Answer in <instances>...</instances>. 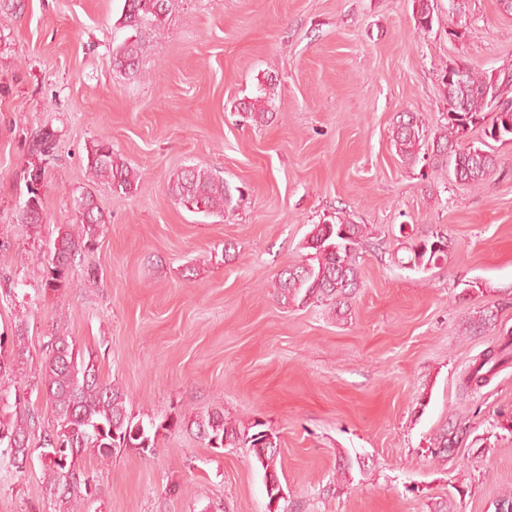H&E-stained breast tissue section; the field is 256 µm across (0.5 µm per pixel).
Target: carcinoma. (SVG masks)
Instances as JSON below:
<instances>
[{
    "mask_svg": "<svg viewBox=\"0 0 512 512\" xmlns=\"http://www.w3.org/2000/svg\"><path fill=\"white\" fill-rule=\"evenodd\" d=\"M174 0H124L119 28L129 31L112 50V67L129 78L140 76L143 45L140 33L161 25L172 10ZM417 28L432 29L436 0H413ZM447 104L444 123L429 134L416 112L400 115L392 127L391 141L403 162L416 165L422 150L429 151L437 163L448 167L456 181L472 188L482 187L499 167V156L489 140L488 131L497 126L496 108L511 109L512 74L500 78L476 71L466 65L461 73L446 80L440 75ZM480 129L483 140L476 146L467 141L468 134ZM34 150L49 157L53 153V134L40 132L33 139ZM88 176L105 182L124 194L137 190L141 173L121 160L105 142L87 148ZM170 194L182 205L197 212L222 214L231 202V190L224 179L211 170L192 166L180 170L169 186ZM78 221L59 231L49 255V277L46 285L63 288L77 260L97 248L100 234L109 216L94 196L86 192L76 200ZM44 220L42 201L36 206H24L18 221L38 227ZM370 229L354 224L338 213L332 220L313 225L304 244L307 254L299 263L290 265L276 275L273 288L285 304L320 303L328 313L339 318L347 314L350 303L361 288L358 265L359 249L367 241ZM437 236L416 238L409 248L408 262L421 268L437 265L448 258V252L435 247ZM494 319L493 311L484 308L469 322V332L484 331ZM25 326L18 321L14 331L0 333V384L13 381V372L25 349ZM508 345L488 349L472 361L463 379L466 390L475 391L494 375L500 356ZM97 356L83 349L66 336H52L46 344L45 358L33 368L36 386L48 398L52 408V423L40 434L39 449L51 452L55 458L41 462L45 488L55 512H83L88 501L100 495L93 476L82 465L91 453L102 461L109 459L118 448H134L142 455L153 454L160 432L184 429L210 448L244 446L264 472L269 502L283 498V486L278 472V442L262 446L265 423L253 420L241 425L224 416L218 409L191 415L175 411L162 421H134L126 405V394L116 384L99 376ZM25 403L21 393L14 395L0 387V462L17 473L23 472V461L31 453L30 437L37 428L35 416L12 413L10 408ZM466 426L443 427L433 439L434 459L448 457Z\"/></svg>",
    "mask_w": 512,
    "mask_h": 512,
    "instance_id": "obj_1",
    "label": "carcinoma"
}]
</instances>
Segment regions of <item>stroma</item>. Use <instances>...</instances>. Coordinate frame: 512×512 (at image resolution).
<instances>
[{
  "label": "stroma",
  "mask_w": 512,
  "mask_h": 512,
  "mask_svg": "<svg viewBox=\"0 0 512 512\" xmlns=\"http://www.w3.org/2000/svg\"><path fill=\"white\" fill-rule=\"evenodd\" d=\"M0 13V332L26 321V354L68 336L98 355L137 419L223 410L277 435L284 498L273 507L247 449L161 433L154 454L84 460L101 494L88 512H495L512 491V357L479 392L459 385L471 361L512 331V144L481 188L447 168L403 163L397 115L435 131L439 74L460 61L512 72V14L499 0H437L429 32L413 0H176L147 30L142 79L112 68L123 0H24ZM465 35L449 39V26ZM272 94V119L239 105ZM55 137L38 188L39 227L17 220L38 131ZM106 141L140 170L129 195L86 173ZM188 166L236 193L224 213L169 193ZM92 193L110 216L68 287L46 285L60 227ZM343 212L369 225L363 284L347 319L283 305L272 282L305 254L313 225ZM448 236V259L403 262L421 232ZM96 278H88L87 269ZM497 320L470 334L480 308ZM468 429L447 461L432 439ZM0 512H54L40 460L0 463Z\"/></svg>",
  "instance_id": "35a3bbf8"
}]
</instances>
